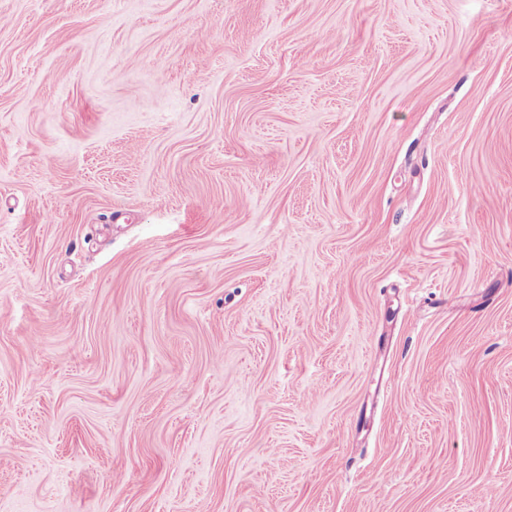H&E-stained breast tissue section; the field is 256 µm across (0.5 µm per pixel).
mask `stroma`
Wrapping results in <instances>:
<instances>
[{"mask_svg": "<svg viewBox=\"0 0 512 512\" xmlns=\"http://www.w3.org/2000/svg\"><path fill=\"white\" fill-rule=\"evenodd\" d=\"M0 512H512V0H0Z\"/></svg>", "mask_w": 512, "mask_h": 512, "instance_id": "stroma-1", "label": "stroma"}]
</instances>
